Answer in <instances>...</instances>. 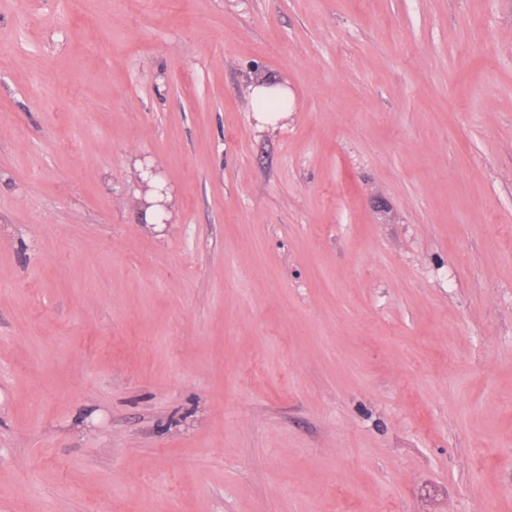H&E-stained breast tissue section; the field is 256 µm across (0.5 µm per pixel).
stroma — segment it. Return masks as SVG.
<instances>
[{
  "label": "stroma",
  "instance_id": "obj_1",
  "mask_svg": "<svg viewBox=\"0 0 512 512\" xmlns=\"http://www.w3.org/2000/svg\"><path fill=\"white\" fill-rule=\"evenodd\" d=\"M0 512H512V0H0ZM254 100V112L256 119L262 125L275 126L288 112V86L285 83L270 78H261L252 88ZM275 102L281 106L282 111L272 112L267 109V104Z\"/></svg>",
  "mask_w": 512,
  "mask_h": 512
}]
</instances>
